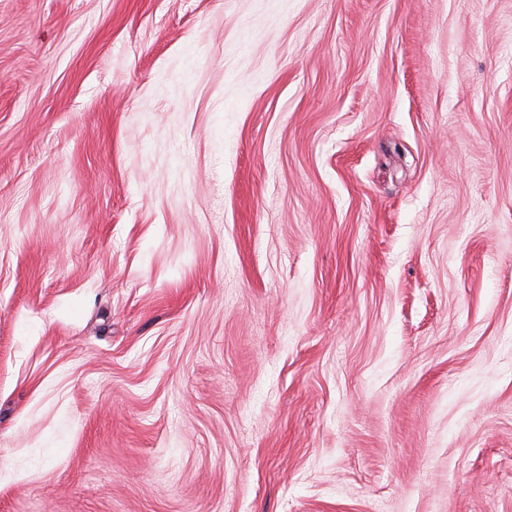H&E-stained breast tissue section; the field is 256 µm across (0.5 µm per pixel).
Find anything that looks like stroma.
<instances>
[{"label":"stroma","mask_w":512,"mask_h":512,"mask_svg":"<svg viewBox=\"0 0 512 512\" xmlns=\"http://www.w3.org/2000/svg\"><path fill=\"white\" fill-rule=\"evenodd\" d=\"M0 512H512V0H0Z\"/></svg>","instance_id":"35a3bbf8"}]
</instances>
